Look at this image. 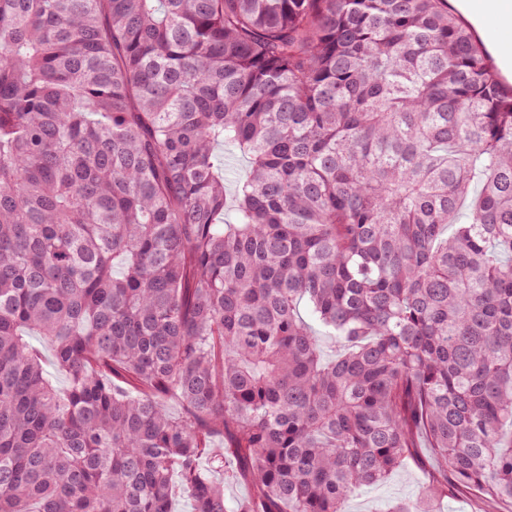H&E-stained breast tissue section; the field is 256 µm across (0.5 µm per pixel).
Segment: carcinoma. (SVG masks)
I'll return each instance as SVG.
<instances>
[{
  "mask_svg": "<svg viewBox=\"0 0 512 512\" xmlns=\"http://www.w3.org/2000/svg\"><path fill=\"white\" fill-rule=\"evenodd\" d=\"M507 426L512 85L448 0H0V512H228V454L343 512L423 449L389 512H502Z\"/></svg>",
  "mask_w": 512,
  "mask_h": 512,
  "instance_id": "carcinoma-1",
  "label": "carcinoma"
}]
</instances>
